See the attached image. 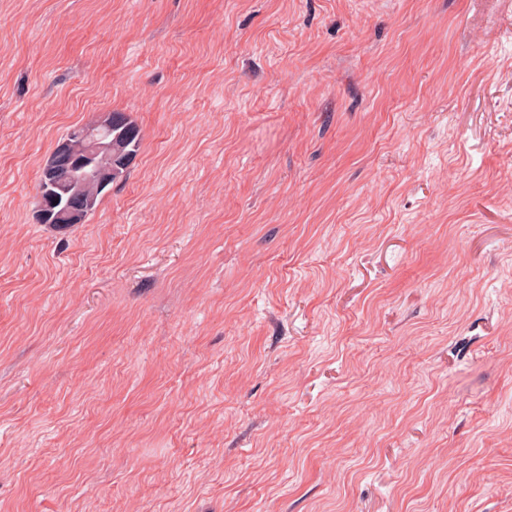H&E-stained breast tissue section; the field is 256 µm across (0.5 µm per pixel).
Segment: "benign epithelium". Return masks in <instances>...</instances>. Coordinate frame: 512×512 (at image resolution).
I'll list each match as a JSON object with an SVG mask.
<instances>
[{"label": "benign epithelium", "instance_id": "1", "mask_svg": "<svg viewBox=\"0 0 512 512\" xmlns=\"http://www.w3.org/2000/svg\"><path fill=\"white\" fill-rule=\"evenodd\" d=\"M94 124H81L70 132V140L62 143L50 166L43 172L42 190L52 194L62 205L58 219L71 214V202H63L70 186L82 181L97 186L112 179V169L99 167L95 162L97 153L102 149L112 150V142L102 143L93 131Z\"/></svg>", "mask_w": 512, "mask_h": 512}]
</instances>
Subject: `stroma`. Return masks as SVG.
<instances>
[{"label": "stroma", "mask_w": 512, "mask_h": 512, "mask_svg": "<svg viewBox=\"0 0 512 512\" xmlns=\"http://www.w3.org/2000/svg\"><path fill=\"white\" fill-rule=\"evenodd\" d=\"M0 512H512V0H0ZM94 125L81 124L71 130L70 139L82 141L85 144L83 151H75L71 140L62 143L42 178V190L52 194L59 205L62 204L63 196L68 194L70 186L77 181L97 186L107 183L103 188L87 189L75 186L72 189L79 224L85 222L112 184L124 176L127 165L137 155L140 145V131L124 112L108 113L105 118L96 122L101 129H112V139L109 142L102 143L97 140V132L93 131ZM88 140L92 144L87 145ZM101 149H107L111 153V168H100L96 164L95 157Z\"/></svg>", "instance_id": "35a3bbf8"}]
</instances>
